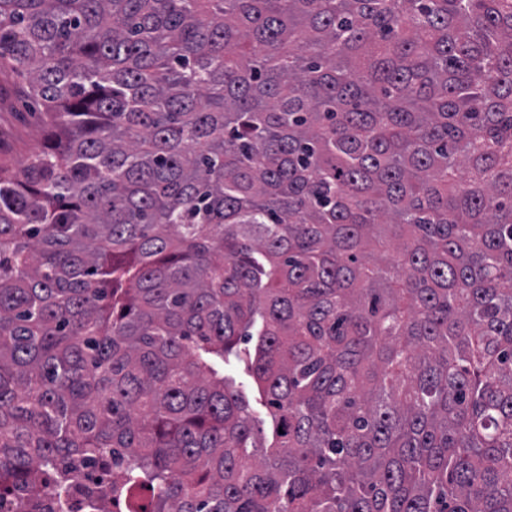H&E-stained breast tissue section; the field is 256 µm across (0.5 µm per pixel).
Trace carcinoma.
I'll return each instance as SVG.
<instances>
[{"instance_id":"obj_1","label":"carcinoma","mask_w":512,"mask_h":512,"mask_svg":"<svg viewBox=\"0 0 512 512\" xmlns=\"http://www.w3.org/2000/svg\"><path fill=\"white\" fill-rule=\"evenodd\" d=\"M0 61L12 512H512V0H0ZM25 80L11 66L0 69V165L17 169L43 148V114L28 101Z\"/></svg>"}]
</instances>
